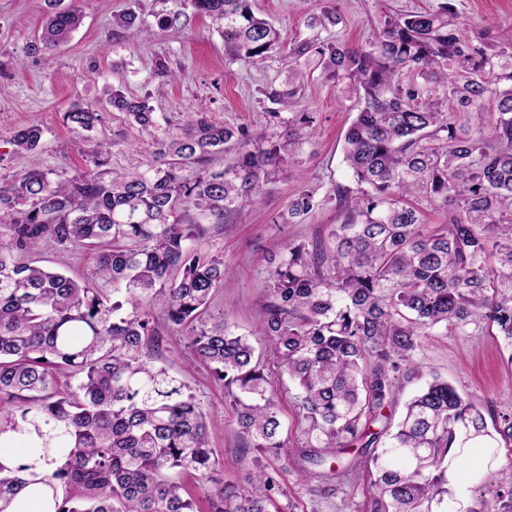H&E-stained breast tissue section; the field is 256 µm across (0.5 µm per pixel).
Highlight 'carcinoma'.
Returning a JSON list of instances; mask_svg holds the SVG:
<instances>
[{
  "mask_svg": "<svg viewBox=\"0 0 512 512\" xmlns=\"http://www.w3.org/2000/svg\"><path fill=\"white\" fill-rule=\"evenodd\" d=\"M249 2L194 5L224 22L231 63L279 55L286 78L262 95L270 120L294 132L272 141L194 112L182 133L156 141L137 174L55 181L29 171L0 185V436L35 432L44 462L41 473L0 465V512L38 483L53 490L55 512H194L174 470L197 476L209 512H280L278 470L260 464L248 486L224 483L202 404L185 382L142 360L156 306L224 387L247 447L328 465L336 484L317 491L353 496L341 477L356 461L342 454L359 443L373 490L364 512H454L459 499L469 512H512V460L494 465L498 448L512 446V410L490 429L481 404L434 377L399 421L384 413L400 376L421 373L416 352L435 328L484 323L512 348V41L464 37L465 21L444 2L386 18L358 48L318 34L290 43ZM79 23L74 7L52 12L42 48L67 42ZM310 66L358 96L345 160L369 190L304 188L281 215L293 224L334 200L345 220L327 243H288L269 267L263 355L225 322L203 320L224 260L188 242L254 204L302 150L313 124L301 110ZM105 95L142 129L156 126L147 100ZM489 99L497 118L488 129L456 128L448 102L478 113ZM288 112L295 119L282 117ZM66 118L89 130L101 114L77 107ZM41 138L29 126L10 143L29 151ZM223 154L231 161L212 169ZM411 198L447 209L448 223L428 227ZM48 243L96 247V263L74 280L22 259ZM270 358L298 386L296 449L282 435ZM466 448L487 459L468 496L448 483V457Z\"/></svg>",
  "mask_w": 512,
  "mask_h": 512,
  "instance_id": "1",
  "label": "carcinoma"
}]
</instances>
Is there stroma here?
Here are the masks:
<instances>
[{"label": "stroma", "mask_w": 512, "mask_h": 512, "mask_svg": "<svg viewBox=\"0 0 512 512\" xmlns=\"http://www.w3.org/2000/svg\"><path fill=\"white\" fill-rule=\"evenodd\" d=\"M439 0H250L252 11L272 21L289 41L310 36L312 15L335 10L339 24L321 36L358 47L369 41L384 19L396 13L436 7ZM467 25L469 36L488 33L500 39L512 30V0H450ZM81 14V24L67 44L47 51L38 37L51 10L48 0H0V183L28 171L49 173L51 179L74 178L95 170L114 177L139 171L151 160L155 142L179 132L186 113L205 112L216 123L248 124L273 136L284 135L286 125L270 122L262 89L280 83L277 65L253 67L225 61L221 24L197 12L193 0H63ZM131 11L138 16L134 33L117 27L116 15ZM178 16L175 27L162 28L158 20ZM175 72L173 82L157 74L158 62ZM121 90L147 100L158 125L141 130L125 113L112 111L104 91ZM77 106L103 114V122L87 131L70 123L66 112ZM304 106L312 112L310 138L286 173L262 188V200L221 224H211L193 244L201 255L224 260V283L212 297L208 313L224 319L238 333L255 336L260 329L258 311L270 262L279 258L288 241L311 243L327 238L344 216L335 203L314 210L298 224H280L291 200L306 186L328 191L342 187L361 193L343 159L345 134L360 105L342 84L313 73L305 85ZM40 126L43 141L35 150L15 152L9 139L14 131ZM106 141L108 153L95 166V144ZM93 250L60 251L46 246L31 256L37 264L72 277L93 264ZM422 375L401 381L393 416L424 384L439 377L448 380L467 398L484 405L486 420L497 419L512 408V349L490 336L485 324L433 334L423 339L417 354ZM144 361L163 367L186 382L210 416L208 438L224 468L225 481L245 485L254 468L255 450L247 448L239 433L224 389L207 368L185 353L179 333L160 327L159 336L146 350ZM286 490L281 512H353L368 497L369 482L363 469L347 478L355 487L354 501L345 495H320L300 483L305 463L299 455L288 461L272 460Z\"/></svg>", "instance_id": "1"}]
</instances>
